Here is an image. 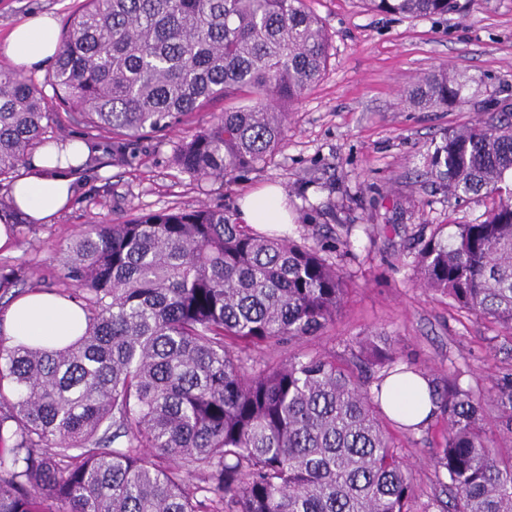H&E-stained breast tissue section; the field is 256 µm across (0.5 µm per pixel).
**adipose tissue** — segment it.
Instances as JSON below:
<instances>
[{"label":"adipose tissue","instance_id":"ef3b65f1","mask_svg":"<svg viewBox=\"0 0 512 512\" xmlns=\"http://www.w3.org/2000/svg\"><path fill=\"white\" fill-rule=\"evenodd\" d=\"M57 51L58 22L48 13L16 25L0 42V59L26 72L42 71ZM90 154L89 145L77 139L43 146L10 186L18 213L32 224L54 223L70 208L77 193V169ZM238 217L253 225L287 223L288 209L281 189L267 187L246 195L239 202ZM0 323L11 341L59 349L82 335L86 320L74 300L34 291L15 299L0 315ZM382 398L407 425L422 423L432 410L427 383L418 375L389 378Z\"/></svg>","mask_w":512,"mask_h":512}]
</instances>
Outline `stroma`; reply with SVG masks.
Returning <instances> with one entry per match:
<instances>
[{
	"instance_id": "35a3bbf8",
	"label": "stroma",
	"mask_w": 512,
	"mask_h": 512,
	"mask_svg": "<svg viewBox=\"0 0 512 512\" xmlns=\"http://www.w3.org/2000/svg\"><path fill=\"white\" fill-rule=\"evenodd\" d=\"M80 2L0 0V39L44 12L66 22ZM307 5L331 36V56L317 84L289 109L281 151L229 180L181 173L173 149L223 111V101H214L176 128L138 138L132 164L113 163L102 150L80 177L71 209L55 223L24 230L12 252H0V265L22 264L26 286L59 292L64 285L52 272L67 239L87 224L202 204L233 214L245 194L276 185L293 215L280 232L340 256L351 280L335 327L313 349L341 355L351 339L380 333L418 367L453 364L464 383L487 390L499 368L512 365L504 337L420 288L412 261L432 225L475 223L486 210L477 197L449 198L429 161L448 130L476 117L490 91L512 93V0H471L466 12L418 18L370 12L359 0ZM445 65L471 78L472 95L437 112L404 100L418 77ZM436 451V438L423 430L403 449L426 495L436 491Z\"/></svg>"
}]
</instances>
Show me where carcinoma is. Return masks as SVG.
<instances>
[{
    "mask_svg": "<svg viewBox=\"0 0 512 512\" xmlns=\"http://www.w3.org/2000/svg\"><path fill=\"white\" fill-rule=\"evenodd\" d=\"M427 17L461 0H362ZM330 38L306 0H83L45 78L0 65V179L46 145L61 108L89 138L167 130L211 102L245 97L185 137L173 164L224 180L282 149L287 109L320 79ZM471 80L442 68L404 91L447 109ZM448 195L489 201L483 220L438 224L418 242L424 288L512 339V111L492 101L431 155ZM56 278L86 329L57 350L0 336V512H512V369L488 396L455 366L428 373L381 335L348 357L291 347L336 324L348 291L323 250L260 234L200 205L90 224ZM23 268H0V292ZM263 350L255 359L251 352ZM427 380L440 428L439 492L421 500L381 391Z\"/></svg>",
    "mask_w": 512,
    "mask_h": 512,
    "instance_id": "carcinoma-1",
    "label": "carcinoma"
}]
</instances>
